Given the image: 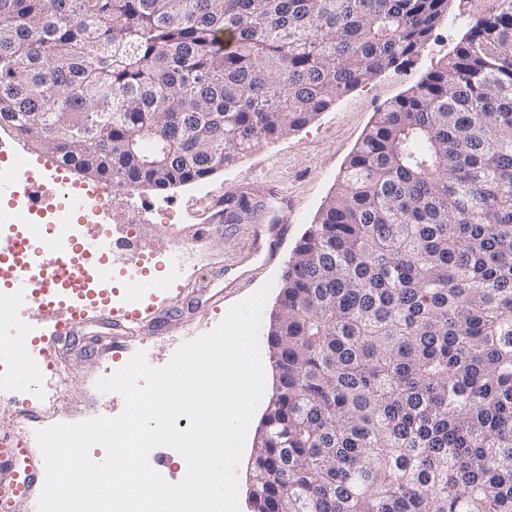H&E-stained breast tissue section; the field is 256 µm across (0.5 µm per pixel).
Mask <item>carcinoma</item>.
<instances>
[{"label":"carcinoma","mask_w":512,"mask_h":512,"mask_svg":"<svg viewBox=\"0 0 512 512\" xmlns=\"http://www.w3.org/2000/svg\"><path fill=\"white\" fill-rule=\"evenodd\" d=\"M448 0H0V127L204 180L420 52ZM257 512H512V11L394 99L295 247Z\"/></svg>","instance_id":"cac0c4a2"}]
</instances>
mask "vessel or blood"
<instances>
[{
    "instance_id": "obj_1",
    "label": "vessel or blood",
    "mask_w": 512,
    "mask_h": 512,
    "mask_svg": "<svg viewBox=\"0 0 512 512\" xmlns=\"http://www.w3.org/2000/svg\"><path fill=\"white\" fill-rule=\"evenodd\" d=\"M101 242V227L95 223L85 225L67 243L62 257L50 232L36 246L23 239L0 238V285L8 289L11 300L10 315L0 319V343L13 346L17 366L25 365L33 337L53 343L82 323L88 310L128 325L137 323L142 289H127L124 300L118 302L107 268L99 269L93 284L84 280L83 262L97 253ZM41 473L11 435L1 432L0 512H16Z\"/></svg>"
}]
</instances>
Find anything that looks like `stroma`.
<instances>
[{"mask_svg": "<svg viewBox=\"0 0 512 512\" xmlns=\"http://www.w3.org/2000/svg\"><path fill=\"white\" fill-rule=\"evenodd\" d=\"M512 10V0H448L440 19L418 55L398 69L375 75L341 96L326 111L300 130L268 140L245 152L236 161L209 178L166 191L143 190L136 198L142 206L135 248L115 250L109 262L113 280H121V267L133 264L139 253L150 254L152 282L156 288L181 287L182 303L175 310H149L135 330L124 332L129 352L144 351L154 367L166 365L185 341V332L201 336L213 330L228 309L263 286L271 291L263 317L276 309L282 274L296 245L311 230L328 197L337 189L346 163L381 112L398 96L416 86L429 72L445 64L466 38L473 17ZM286 184L295 218L287 238L279 244L278 260L249 257L252 235L280 215L282 203L270 193L271 186ZM231 191L251 199L249 215L238 221H223L210 235L192 233L216 196ZM175 211L169 228L156 224L158 206ZM247 263H239L241 255ZM221 299L211 309V296ZM112 328L92 318L63 337L51 355L33 352L26 376L30 381H52L59 392L53 404H44L35 394L18 390L20 402L30 403L33 414L16 411L0 418V430L10 433L20 447L39 453L37 430L60 423H78L98 416L114 417L124 408L116 393H100L96 382L111 367L101 357L98 342Z\"/></svg>", "mask_w": 512, "mask_h": 512, "instance_id": "stroma-1", "label": "stroma"}]
</instances>
